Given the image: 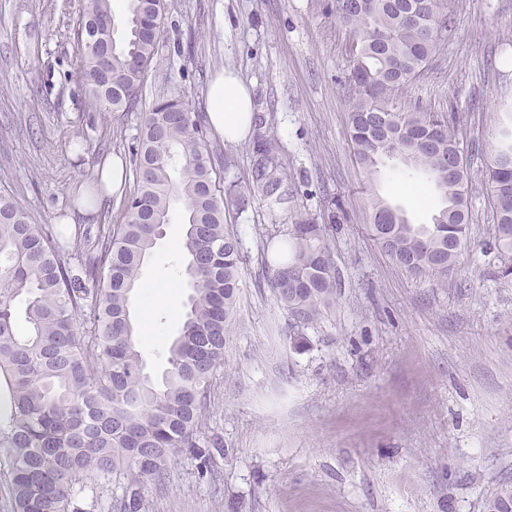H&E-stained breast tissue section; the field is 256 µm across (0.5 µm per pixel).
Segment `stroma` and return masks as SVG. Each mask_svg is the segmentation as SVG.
Masks as SVG:
<instances>
[{
  "instance_id": "35a3bbf8",
  "label": "stroma",
  "mask_w": 512,
  "mask_h": 512,
  "mask_svg": "<svg viewBox=\"0 0 512 512\" xmlns=\"http://www.w3.org/2000/svg\"><path fill=\"white\" fill-rule=\"evenodd\" d=\"M156 59L134 112H109L77 76L78 0H0V192L33 223L66 226L102 159L128 158L143 112L180 92L206 112L222 70L237 71L264 113L286 196H250L226 225L241 243V295L207 432L223 440L215 482L179 456L147 512H485L512 479V280L489 271L496 253L483 170L497 114L512 106V0H455V30L425 71L390 100L395 112H457L468 149L470 237L447 278L396 267L370 234L373 195L430 223L390 174L374 178L349 137L351 34L335 0H167ZM84 139L86 151L67 148ZM211 161L236 191L251 180L248 143L210 135ZM327 225L341 280L335 309L294 351L263 248L289 224ZM171 221L142 271L147 372L168 367L188 290Z\"/></svg>"
}]
</instances>
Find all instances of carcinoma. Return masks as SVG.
Segmentation results:
<instances>
[{
	"instance_id": "cac0c4a2",
	"label": "carcinoma",
	"mask_w": 512,
	"mask_h": 512,
	"mask_svg": "<svg viewBox=\"0 0 512 512\" xmlns=\"http://www.w3.org/2000/svg\"><path fill=\"white\" fill-rule=\"evenodd\" d=\"M416 0H336V17L359 38L346 80L355 155L371 174L409 178L407 190L434 192L442 207L430 224H411L397 207L370 200L374 240L416 276L448 273L469 234L467 159L453 131L456 115L394 112L389 97L420 74L452 34L449 0H425L422 27L407 20ZM164 16L166 0H128L123 23L95 44L78 41L79 73L94 103L131 112L139 104L156 44L142 38L144 8ZM112 16L111 0H83L81 26ZM140 56L145 69L130 74ZM144 113L129 146L137 188L124 198L118 224L96 235L77 224L62 232L33 224L0 193V452L12 486L13 512H95L99 488L128 479L107 512H146L142 488L164 484L181 452L210 480L228 449L204 428L212 387L234 327L242 255L224 224L228 198L214 176L200 115ZM251 189L273 196L282 165L265 117L254 114ZM494 200L500 279L512 278V109L498 117V141L486 171ZM184 225L180 253L190 294L180 334L168 345L169 368L155 385L144 371L132 298L140 271L174 213ZM327 225L301 219L288 227L266 267L292 326L316 324L336 306L340 278ZM25 304L19 327L15 303ZM487 512H512V482L491 493Z\"/></svg>"
}]
</instances>
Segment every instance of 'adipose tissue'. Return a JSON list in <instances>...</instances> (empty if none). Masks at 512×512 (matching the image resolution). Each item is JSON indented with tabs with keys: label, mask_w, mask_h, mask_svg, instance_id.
I'll use <instances>...</instances> for the list:
<instances>
[{
	"label": "adipose tissue",
	"mask_w": 512,
	"mask_h": 512,
	"mask_svg": "<svg viewBox=\"0 0 512 512\" xmlns=\"http://www.w3.org/2000/svg\"><path fill=\"white\" fill-rule=\"evenodd\" d=\"M252 93L241 77L222 71L207 93V116L215 133L230 143L248 139L252 132Z\"/></svg>",
	"instance_id": "obj_1"
}]
</instances>
